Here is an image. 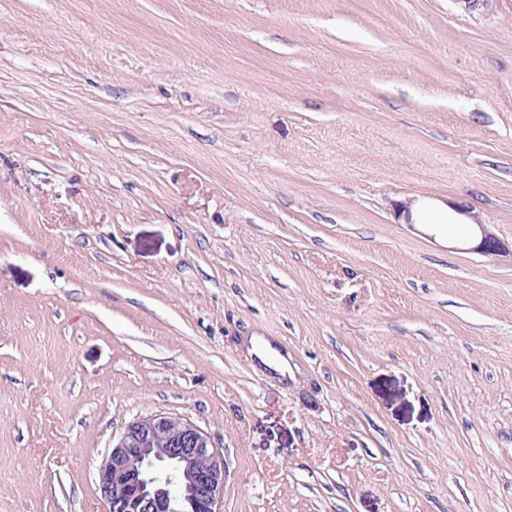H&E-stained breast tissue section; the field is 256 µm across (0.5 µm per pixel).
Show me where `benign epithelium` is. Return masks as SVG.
Wrapping results in <instances>:
<instances>
[{
  "label": "benign epithelium",
  "mask_w": 512,
  "mask_h": 512,
  "mask_svg": "<svg viewBox=\"0 0 512 512\" xmlns=\"http://www.w3.org/2000/svg\"><path fill=\"white\" fill-rule=\"evenodd\" d=\"M475 251L505 252L479 224ZM224 452L191 420L152 415L130 422L103 460L98 492L107 512H222Z\"/></svg>",
  "instance_id": "obj_1"
}]
</instances>
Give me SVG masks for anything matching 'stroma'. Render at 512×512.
<instances>
[{
	"label": "stroma",
	"instance_id": "1",
	"mask_svg": "<svg viewBox=\"0 0 512 512\" xmlns=\"http://www.w3.org/2000/svg\"><path fill=\"white\" fill-rule=\"evenodd\" d=\"M155 414L224 512H512V0H0V512Z\"/></svg>",
	"mask_w": 512,
	"mask_h": 512
}]
</instances>
